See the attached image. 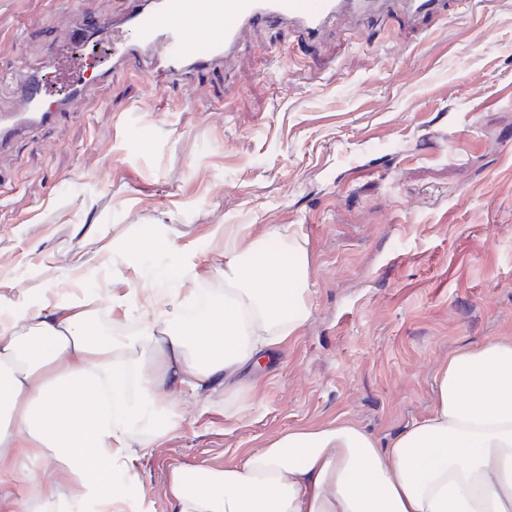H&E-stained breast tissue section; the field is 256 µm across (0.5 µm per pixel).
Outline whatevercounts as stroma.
Returning a JSON list of instances; mask_svg holds the SVG:
<instances>
[{"label":"stroma","mask_w":512,"mask_h":512,"mask_svg":"<svg viewBox=\"0 0 512 512\" xmlns=\"http://www.w3.org/2000/svg\"><path fill=\"white\" fill-rule=\"evenodd\" d=\"M66 26L47 0H0L1 108ZM221 224L301 236L308 320L232 400L183 394L126 512H175L174 469L240 464L297 427L395 435L431 413L449 356L512 340V0L320 46L265 28L193 89L113 74L0 159V301L64 288L107 330L128 288L223 291ZM140 237L157 244L131 255Z\"/></svg>","instance_id":"35a3bbf8"}]
</instances>
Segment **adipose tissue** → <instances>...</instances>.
<instances>
[{"label":"adipose tissue","mask_w":512,"mask_h":512,"mask_svg":"<svg viewBox=\"0 0 512 512\" xmlns=\"http://www.w3.org/2000/svg\"><path fill=\"white\" fill-rule=\"evenodd\" d=\"M224 236L223 295L132 288L113 311L140 309L121 339L100 332L93 300L47 288L0 306V452L29 476L42 512H60L32 474H66L75 502L97 512L132 499L125 473L143 422L169 432L190 389L232 394L236 377L298 334L308 318V256L281 228ZM178 512H512V340L458 351L436 376L429 416L386 442L345 422L288 430L242 464L180 468Z\"/></svg>","instance_id":"1"}]
</instances>
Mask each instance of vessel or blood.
<instances>
[{"label":"vessel or blood","instance_id":"b4317fda","mask_svg":"<svg viewBox=\"0 0 512 512\" xmlns=\"http://www.w3.org/2000/svg\"><path fill=\"white\" fill-rule=\"evenodd\" d=\"M446 6V0H123L111 23L77 33L110 43L113 69L142 61L190 87L203 72L231 69L248 36L268 26L321 43L342 21L364 26L393 16L410 29ZM66 87V94H57L40 74H29L17 88L12 111L0 113V152L71 111L90 84L71 79Z\"/></svg>","mask_w":512,"mask_h":512}]
</instances>
